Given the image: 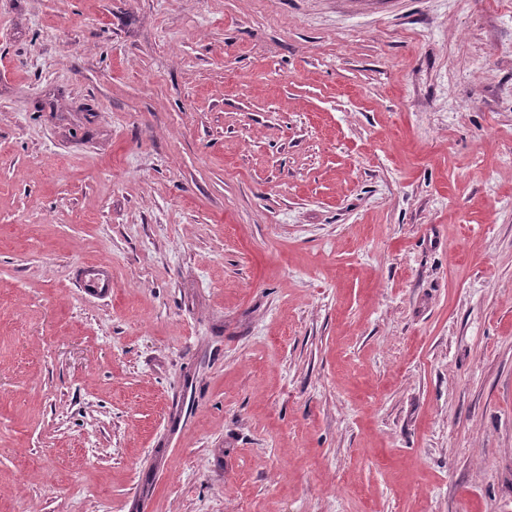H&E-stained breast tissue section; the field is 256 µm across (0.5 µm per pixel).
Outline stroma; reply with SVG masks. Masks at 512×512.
Wrapping results in <instances>:
<instances>
[{"label": "stroma", "mask_w": 512, "mask_h": 512, "mask_svg": "<svg viewBox=\"0 0 512 512\" xmlns=\"http://www.w3.org/2000/svg\"><path fill=\"white\" fill-rule=\"evenodd\" d=\"M0 512H512V0H0Z\"/></svg>", "instance_id": "1"}]
</instances>
